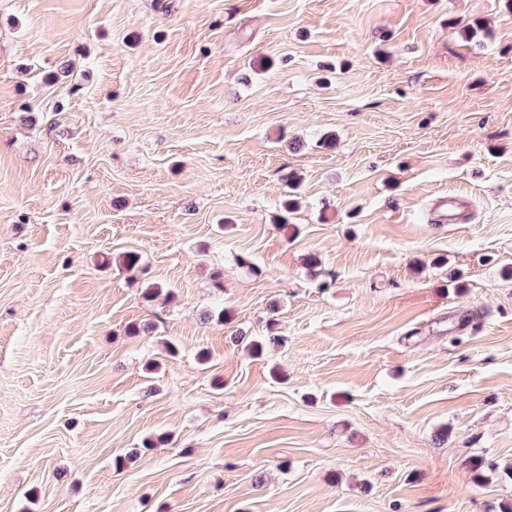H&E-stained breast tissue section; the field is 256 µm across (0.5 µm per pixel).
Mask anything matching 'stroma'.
I'll return each instance as SVG.
<instances>
[{
  "label": "stroma",
  "mask_w": 512,
  "mask_h": 512,
  "mask_svg": "<svg viewBox=\"0 0 512 512\" xmlns=\"http://www.w3.org/2000/svg\"><path fill=\"white\" fill-rule=\"evenodd\" d=\"M509 464L505 0H0V512H503Z\"/></svg>",
  "instance_id": "35a3bbf8"
}]
</instances>
